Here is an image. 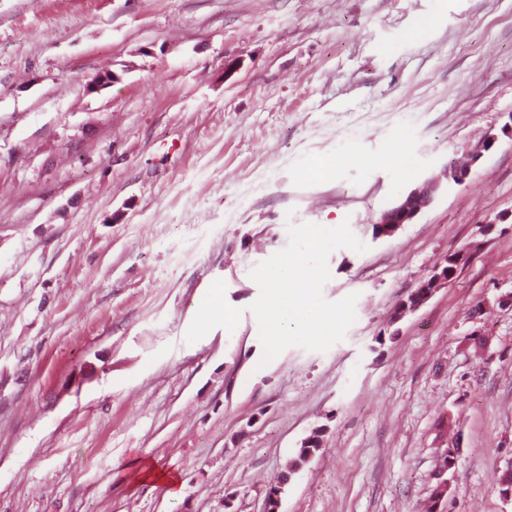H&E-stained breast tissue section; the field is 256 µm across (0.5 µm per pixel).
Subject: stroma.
I'll return each instance as SVG.
<instances>
[{
    "label": "stroma",
    "mask_w": 512,
    "mask_h": 512,
    "mask_svg": "<svg viewBox=\"0 0 512 512\" xmlns=\"http://www.w3.org/2000/svg\"><path fill=\"white\" fill-rule=\"evenodd\" d=\"M509 123L512 0H0V512H265L316 428L280 512H425L452 446L446 512H512ZM344 222L367 250L323 296L354 324L260 366L250 271ZM441 187V179L438 177L424 181L401 197L391 209L382 214L378 224V234L380 236H392L404 224H410L422 209L432 201ZM466 260V253H457L449 256L444 266L437 268L427 280L421 283L418 288L422 289V291H420V299H418L412 293L406 301L401 303L395 314V320H399L406 313L419 308L425 301L429 299L435 289H437L442 284L448 283L454 277L457 268ZM217 311H224L225 322L230 320L224 308V294L220 290H214L210 298L197 308V318L201 325H206L211 320V317Z\"/></svg>",
    "instance_id": "35a3bbf8"
}]
</instances>
